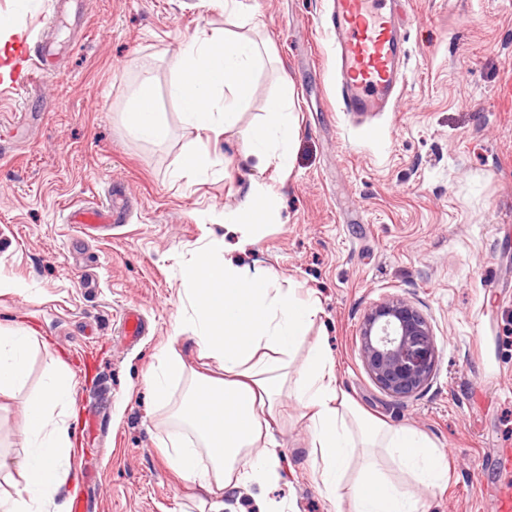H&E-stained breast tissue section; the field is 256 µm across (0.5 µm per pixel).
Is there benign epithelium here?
<instances>
[{"label":"benign epithelium","instance_id":"benign-epithelium-1","mask_svg":"<svg viewBox=\"0 0 512 512\" xmlns=\"http://www.w3.org/2000/svg\"><path fill=\"white\" fill-rule=\"evenodd\" d=\"M360 356L387 394L407 398L430 381L438 357L429 320L409 301L388 298L371 307L360 325Z\"/></svg>","mask_w":512,"mask_h":512}]
</instances>
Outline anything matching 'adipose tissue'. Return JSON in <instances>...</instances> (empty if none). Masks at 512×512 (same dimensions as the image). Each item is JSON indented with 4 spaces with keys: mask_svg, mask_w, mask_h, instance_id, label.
<instances>
[{
    "mask_svg": "<svg viewBox=\"0 0 512 512\" xmlns=\"http://www.w3.org/2000/svg\"><path fill=\"white\" fill-rule=\"evenodd\" d=\"M262 65L259 43L243 35L202 29L184 41L169 60L167 82L183 126L224 134L249 110ZM294 110V87L285 78L265 121L244 138L245 154L262 164L276 160L290 171L299 135ZM123 120L143 141L166 137L168 124L150 72L139 76ZM274 207L271 187L252 182L242 201L225 211L223 238L204 239L195 257L181 265L182 315L146 374L156 406L172 425L161 447L173 469L205 491L197 512H223L225 489L280 480L274 430L281 398L289 395L305 412L313 475L328 498L350 495L354 512H419L417 499L388 480L383 462L392 460L419 483L435 486L447 476L443 452L414 429L359 411L321 341L307 339L319 313L316 302L238 264V252L253 243ZM187 330L200 358L211 361L209 372L185 361ZM36 343L34 329L0 325V401H20L24 417L21 459L0 454V476L15 472L22 478L14 492L0 491V512H64L63 492L73 479L76 385L68 366L60 365L35 395L20 396ZM180 382L185 390L176 402L172 387ZM351 469L356 478L347 487L343 481Z\"/></svg>",
    "mask_w": 512,
    "mask_h": 512,
    "instance_id": "ef3b65f1",
    "label": "adipose tissue"
}]
</instances>
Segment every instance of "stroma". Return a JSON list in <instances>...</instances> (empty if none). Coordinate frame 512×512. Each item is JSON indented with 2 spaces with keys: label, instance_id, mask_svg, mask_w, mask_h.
<instances>
[{
  "label": "stroma",
  "instance_id": "1",
  "mask_svg": "<svg viewBox=\"0 0 512 512\" xmlns=\"http://www.w3.org/2000/svg\"><path fill=\"white\" fill-rule=\"evenodd\" d=\"M241 2L243 26L208 0H0V22L53 60L25 96L0 83V277L28 288L0 295V323L37 332L30 385L60 361L75 375L76 490L91 512H179L198 496L157 446L169 428L144 377L181 317L178 258L223 234L225 207L255 178L278 193L279 214L240 264L312 292L321 312L309 334L356 406L447 452L445 485L394 467L392 479L422 512H493L490 457L512 446V0H409V81L394 111L362 119L339 109L326 0ZM201 28L267 42L250 109L207 139L164 95L167 139L131 137L122 118L140 71L165 88L171 55ZM284 74L300 124L287 174L243 153ZM194 145L223 160V175L173 180ZM109 200L122 211L111 235L76 236L70 207ZM386 297L411 301L438 348L428 386L400 400L359 354L363 315ZM129 306L148 322L131 346L120 335ZM301 413L289 398L280 408L281 481L225 490L226 507L257 512L263 496L351 512L314 481Z\"/></svg>",
  "mask_w": 512,
  "mask_h": 512
}]
</instances>
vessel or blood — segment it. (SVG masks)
Listing matches in <instances>:
<instances>
[{
	"instance_id": "b4317fda",
	"label": "vessel or blood",
	"mask_w": 512,
	"mask_h": 512,
	"mask_svg": "<svg viewBox=\"0 0 512 512\" xmlns=\"http://www.w3.org/2000/svg\"><path fill=\"white\" fill-rule=\"evenodd\" d=\"M402 0H328L325 25L333 38L339 108L357 116L393 111L408 79ZM38 48L21 44L10 86L24 91L44 73ZM110 206L70 211L68 222L83 232L110 227ZM495 468L506 481L497 490L494 512H512V448L497 449Z\"/></svg>"
}]
</instances>
